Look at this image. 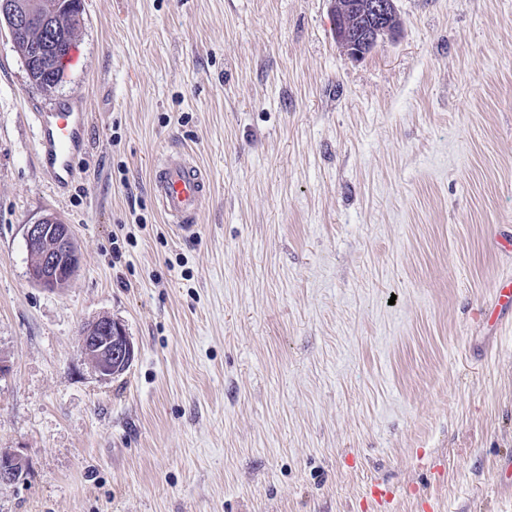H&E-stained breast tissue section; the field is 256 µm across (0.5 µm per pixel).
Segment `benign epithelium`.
Wrapping results in <instances>:
<instances>
[{
    "label": "benign epithelium",
    "instance_id": "7a95c632",
    "mask_svg": "<svg viewBox=\"0 0 512 512\" xmlns=\"http://www.w3.org/2000/svg\"><path fill=\"white\" fill-rule=\"evenodd\" d=\"M332 14L341 20L336 40L352 57L361 58L379 41L393 36L396 29L390 19L396 11L395 0H331ZM0 14L10 17L11 40L22 34L32 20L28 14L14 10L10 0H0ZM25 239L32 251L29 278L37 287L60 292L76 275L80 262L70 225L46 219L29 224ZM80 355L102 379H109L132 362L134 347L125 327L108 317L101 318L81 333ZM24 458L17 453L0 454V483L20 479Z\"/></svg>",
    "mask_w": 512,
    "mask_h": 512
}]
</instances>
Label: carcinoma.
I'll return each instance as SVG.
<instances>
[{
  "mask_svg": "<svg viewBox=\"0 0 512 512\" xmlns=\"http://www.w3.org/2000/svg\"><path fill=\"white\" fill-rule=\"evenodd\" d=\"M16 10L34 15H54L53 30L32 25L27 37L14 44L25 62L29 81L41 88L51 89L60 83L65 73L64 60L75 47L76 33L83 22V10L75 8L68 0H15ZM57 38L59 50L50 58L39 56L35 48L43 45L48 36Z\"/></svg>",
  "mask_w": 512,
  "mask_h": 512,
  "instance_id": "obj_1",
  "label": "carcinoma"
}]
</instances>
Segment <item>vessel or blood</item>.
<instances>
[{"label": "vessel or blood", "mask_w": 512, "mask_h": 512, "mask_svg": "<svg viewBox=\"0 0 512 512\" xmlns=\"http://www.w3.org/2000/svg\"><path fill=\"white\" fill-rule=\"evenodd\" d=\"M37 155L41 170L57 192H64L76 175L74 160L88 147L90 123L86 102H67L36 115ZM152 197L167 224L180 236L196 230L201 206L211 191L206 171L185 150L160 154L151 170ZM512 315V277L499 279L491 304L479 307L476 319L487 326Z\"/></svg>", "instance_id": "vessel-or-blood-1"}]
</instances>
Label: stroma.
Masks as SVG:
<instances>
[{
	"label": "stroma",
	"instance_id": "35a3bbf8",
	"mask_svg": "<svg viewBox=\"0 0 512 512\" xmlns=\"http://www.w3.org/2000/svg\"><path fill=\"white\" fill-rule=\"evenodd\" d=\"M79 63L32 85L0 24V512H512V0H397L356 60L331 0H83ZM88 102L56 195L35 115ZM212 192L176 236L156 156ZM70 224L68 288L25 228ZM108 316L136 356L100 379ZM46 219L26 227L25 239L32 251L29 278L43 290L60 292L76 275L79 254L70 225L59 219L46 223ZM510 314L512 318V277L505 276L498 280L493 289L491 304L479 307L475 317L484 325L497 327ZM79 352L102 379L111 378L134 358L125 327L108 317L98 319L81 333ZM24 472V458L17 453L0 454V483H11L20 479Z\"/></svg>",
	"mask_w": 512,
	"mask_h": 512
}]
</instances>
